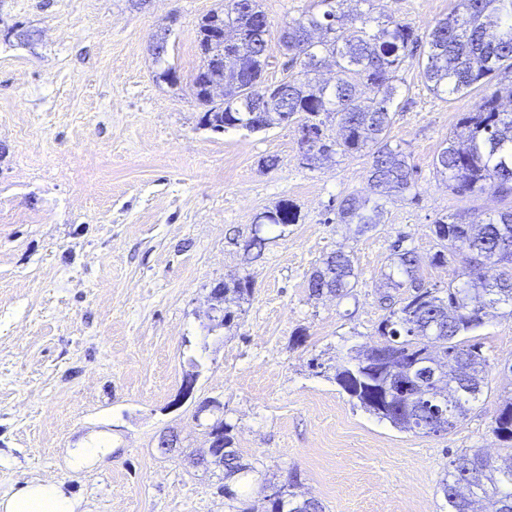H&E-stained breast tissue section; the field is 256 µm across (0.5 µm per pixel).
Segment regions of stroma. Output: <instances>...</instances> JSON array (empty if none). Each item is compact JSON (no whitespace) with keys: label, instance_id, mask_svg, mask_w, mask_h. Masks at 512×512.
<instances>
[{"label":"stroma","instance_id":"stroma-1","mask_svg":"<svg viewBox=\"0 0 512 512\" xmlns=\"http://www.w3.org/2000/svg\"><path fill=\"white\" fill-rule=\"evenodd\" d=\"M455 0H346L378 21L427 33ZM220 0H0V494L57 478L85 512H264L266 486L296 476L298 498L324 512H448L440 483L474 449L507 455L492 428L512 399V307L474 337L488 386L449 432L415 434L366 411L336 383L339 366L378 342L379 303L399 239L423 257L426 283L451 266L433 223L492 194L452 192L433 161L480 92H429L417 61L397 72L389 137L418 171L415 195L384 203L361 233L333 211L369 195V158L302 164L296 125L218 133L191 91L202 63L201 18ZM168 28L157 80L149 44ZM276 167H265L268 159ZM288 199L299 220L268 226L256 261L245 245L257 215ZM349 254L358 283L312 297L311 273ZM247 276L233 321L211 320L212 289ZM193 393L181 398L186 374ZM224 419L250 473L225 482L193 465L207 427ZM112 442L105 464L75 473L65 451ZM177 448L162 453V437Z\"/></svg>","mask_w":512,"mask_h":512}]
</instances>
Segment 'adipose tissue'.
Returning <instances> with one entry per match:
<instances>
[{"label": "adipose tissue", "mask_w": 512, "mask_h": 512, "mask_svg": "<svg viewBox=\"0 0 512 512\" xmlns=\"http://www.w3.org/2000/svg\"><path fill=\"white\" fill-rule=\"evenodd\" d=\"M0 512H84L80 498L64 481L34 478L0 495Z\"/></svg>", "instance_id": "adipose-tissue-1"}]
</instances>
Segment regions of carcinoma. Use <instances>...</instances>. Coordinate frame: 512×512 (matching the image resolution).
I'll return each mask as SVG.
<instances>
[{"mask_svg": "<svg viewBox=\"0 0 512 512\" xmlns=\"http://www.w3.org/2000/svg\"><path fill=\"white\" fill-rule=\"evenodd\" d=\"M342 0H316L318 11L308 10L279 31L278 41L291 63L300 67L297 76L277 84L262 80L268 44L273 30L259 0H224V27L242 22L245 36L224 53L214 46L211 12L202 21L198 44L203 64L193 77L191 91L206 107L202 121L215 132L241 127L259 131L283 123L309 125L322 133L320 144L304 156V165L320 168L337 154L364 153L370 158L368 181L380 199H406L415 184L417 170L408 156L389 141L393 124V103L397 93L396 72L407 59L416 57L421 40L409 22L389 21L370 28L373 19L340 11ZM419 65L426 88L433 94L469 92L490 83L501 71L512 73V0H457L454 9L438 20L426 40ZM335 69L331 85L314 78L322 67ZM239 75V81L224 87V98L215 99L205 77L221 81ZM264 98L263 111L256 112L252 99ZM512 101V86L484 94L476 109L457 121L448 142L434 160L436 173L448 181V188L461 196L477 197L488 191L507 206L485 215L473 209L434 222V234L442 249L431 258L433 264H456L467 277L461 286L455 280L448 288L430 287L419 276L423 258L416 248L398 242L393 248V265L399 274L385 275L387 285L403 290L396 299L381 297L389 309L377 332L381 340L359 350L336 369V383L370 386L357 396L368 411L388 420L402 431L426 432L440 421L437 410L463 419L479 400L487 385L488 362L478 342L467 335L483 325L487 310L512 305V108L502 107L503 97ZM336 124L341 138L325 134ZM384 209L355 193L338 204L341 224H357L365 232L382 223ZM295 205L281 200L272 210L256 217V229L245 251L263 255L266 224H294ZM500 269L499 277L484 278L480 264ZM245 276L214 287L215 300L224 317L222 326L235 318L230 304L249 293ZM357 283L350 255L329 253L310 276V295L341 299ZM433 352L446 370V380L436 390L416 389L410 406L402 411L383 409L376 394L396 389L413 374V366L426 351ZM495 435L512 444V400L495 418ZM251 467L243 464L236 451L224 456V479L236 480ZM448 512H486L484 502L495 499V512H512V453L498 463L480 451L460 456L442 482Z\"/></svg>", "mask_w": 512, "mask_h": 512, "instance_id": "cac0c4a2", "label": "carcinoma"}]
</instances>
